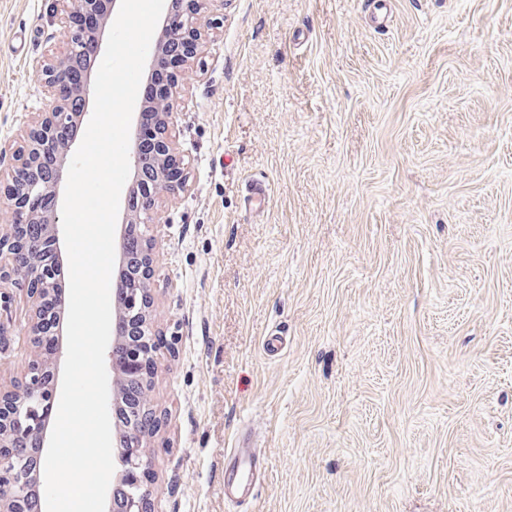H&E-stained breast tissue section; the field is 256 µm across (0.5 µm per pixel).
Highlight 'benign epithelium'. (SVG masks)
Here are the masks:
<instances>
[{"mask_svg":"<svg viewBox=\"0 0 512 512\" xmlns=\"http://www.w3.org/2000/svg\"><path fill=\"white\" fill-rule=\"evenodd\" d=\"M57 2L62 4L59 22L67 33V47L62 55L42 66L40 79L48 93V104L25 131L7 178H0V198L10 202V221L0 225V318L11 306L10 293L3 290V284L24 289L29 303L27 334L33 342L40 336L53 335L49 300L61 286L64 261L58 200L74 155V128L84 121L94 92L87 49L92 44L95 55H100L110 18V11L101 10V0ZM208 2L168 0L159 33L151 43L148 72L163 66L167 80L148 103L156 115L155 139L147 147L131 145L133 177L122 223L139 226L142 231L137 252L131 256L120 252L115 271L116 315L123 314L125 320L141 327L144 354L141 362H128L120 351L124 341L117 337L109 354V370L114 380L124 381L137 394L134 411L148 414L156 430L161 418L148 402L147 392L130 384L141 372L154 373L149 351L154 239L148 228L159 223V199H175L188 187L189 162L172 134L171 116L179 104V91L189 79V62L204 51L205 30L221 23V19L206 15ZM91 16L98 18L95 27L85 24ZM64 356L60 343L50 353L39 350L11 387L0 388V454L22 448L19 435L32 437L38 452L28 458L27 466L37 475L45 464L48 414L58 398L59 368ZM147 439L137 426L118 434L109 512H149L147 491L140 484L132 490L126 483L128 473L147 469L143 453ZM0 512H33L25 484L4 468L0 469Z\"/></svg>","mask_w":512,"mask_h":512,"instance_id":"1","label":"benign epithelium"}]
</instances>
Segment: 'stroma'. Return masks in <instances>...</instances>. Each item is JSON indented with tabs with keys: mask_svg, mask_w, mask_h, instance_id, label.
I'll return each instance as SVG.
<instances>
[{
	"mask_svg": "<svg viewBox=\"0 0 512 512\" xmlns=\"http://www.w3.org/2000/svg\"><path fill=\"white\" fill-rule=\"evenodd\" d=\"M372 2L213 8L153 232V512H512V0ZM52 7L0 0L4 174ZM10 294L0 382L31 350ZM246 434L262 476L232 503Z\"/></svg>",
	"mask_w": 512,
	"mask_h": 512,
	"instance_id": "obj_1",
	"label": "stroma"
}]
</instances>
